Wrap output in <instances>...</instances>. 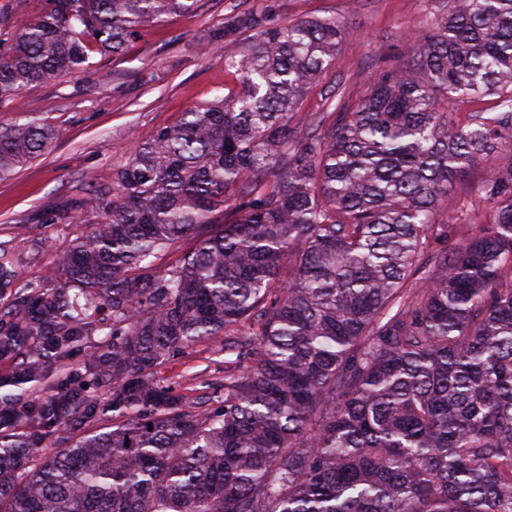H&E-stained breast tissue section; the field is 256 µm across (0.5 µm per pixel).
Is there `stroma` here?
Returning a JSON list of instances; mask_svg holds the SVG:
<instances>
[{
    "label": "stroma",
    "mask_w": 512,
    "mask_h": 512,
    "mask_svg": "<svg viewBox=\"0 0 512 512\" xmlns=\"http://www.w3.org/2000/svg\"><path fill=\"white\" fill-rule=\"evenodd\" d=\"M436 14L435 0H200L191 14L145 26L121 56L24 89L0 103V127L30 112L55 129L56 140L47 154L0 181V248L12 254L21 281L55 287L60 256L98 224L96 204L117 193L114 174L133 147L179 122L190 108L238 89L233 65L261 32L331 15L346 28L338 64L308 89L292 119L301 128L337 103L356 106L384 70L401 65L406 37L427 31ZM244 15L256 18L257 26L225 34L226 21ZM488 171L479 165L457 183V207L442 214L441 223L465 224L480 216L476 184ZM75 200L80 208H72ZM111 348L112 313L106 310L70 344L65 361L42 356L37 378L19 380L16 360H0V399L35 408L58 386L77 393L88 409L78 422L23 426L42 435L51 450L69 447L112 423ZM223 374L216 340L170 358L155 372L178 394Z\"/></svg>",
    "instance_id": "35a3bbf8"
}]
</instances>
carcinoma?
Segmentation results:
<instances>
[{"instance_id": "1", "label": "carcinoma", "mask_w": 512, "mask_h": 512, "mask_svg": "<svg viewBox=\"0 0 512 512\" xmlns=\"http://www.w3.org/2000/svg\"><path fill=\"white\" fill-rule=\"evenodd\" d=\"M197 2L46 0L0 42V101ZM344 36L325 17L259 38L240 91L134 146L61 260L78 292H10L0 358L32 336L62 358L112 309L113 415L48 453L0 416V512H512V0H441L355 110L294 129ZM486 96L495 111H449ZM54 139L21 113L0 130V180ZM482 162L489 217L432 249L455 181ZM14 280L0 252V289ZM219 336L224 377L206 386L224 400L209 408L149 373ZM79 410L62 393L31 420Z\"/></svg>"}]
</instances>
